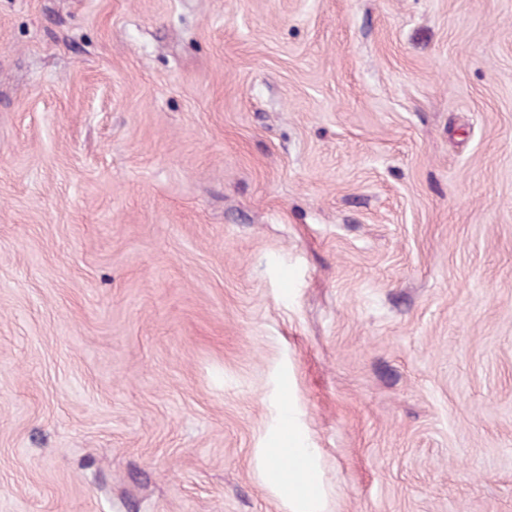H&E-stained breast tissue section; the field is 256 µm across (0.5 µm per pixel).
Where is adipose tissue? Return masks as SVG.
I'll use <instances>...</instances> for the list:
<instances>
[{
	"label": "adipose tissue",
	"instance_id": "1",
	"mask_svg": "<svg viewBox=\"0 0 512 512\" xmlns=\"http://www.w3.org/2000/svg\"><path fill=\"white\" fill-rule=\"evenodd\" d=\"M263 455L269 477L294 512H323L324 487L315 449L292 436L287 445L265 448Z\"/></svg>",
	"mask_w": 512,
	"mask_h": 512
}]
</instances>
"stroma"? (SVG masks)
I'll return each instance as SVG.
<instances>
[{
  "mask_svg": "<svg viewBox=\"0 0 512 512\" xmlns=\"http://www.w3.org/2000/svg\"><path fill=\"white\" fill-rule=\"evenodd\" d=\"M512 512V0H0V512ZM287 426V425H286ZM295 419L288 408V448L280 444L263 448L267 473L294 512H323L324 487L316 464V448H306L295 437Z\"/></svg>",
  "mask_w": 512,
  "mask_h": 512,
  "instance_id": "1",
  "label": "stroma"
}]
</instances>
